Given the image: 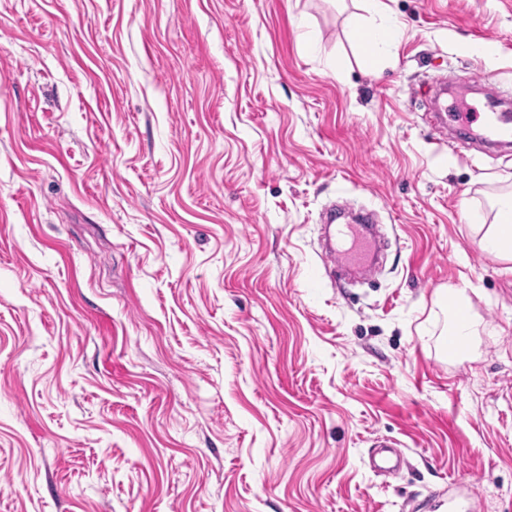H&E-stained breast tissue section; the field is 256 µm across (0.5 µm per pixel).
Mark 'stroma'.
I'll return each instance as SVG.
<instances>
[{"label":"stroma","mask_w":512,"mask_h":512,"mask_svg":"<svg viewBox=\"0 0 512 512\" xmlns=\"http://www.w3.org/2000/svg\"><path fill=\"white\" fill-rule=\"evenodd\" d=\"M384 2L367 72L363 0H0V512H446L451 480L512 512V259L479 245L512 151L423 109L512 98V0ZM345 204L388 236L362 283L320 258ZM354 33L361 38L365 46V50L358 60L359 66L363 69L371 68L377 57L392 44V40L385 34L382 22L371 24L368 28H356ZM448 335L456 336L457 340L456 345L450 349H462L470 344L473 336H478L477 325L466 316L459 314Z\"/></svg>","instance_id":"obj_1"}]
</instances>
